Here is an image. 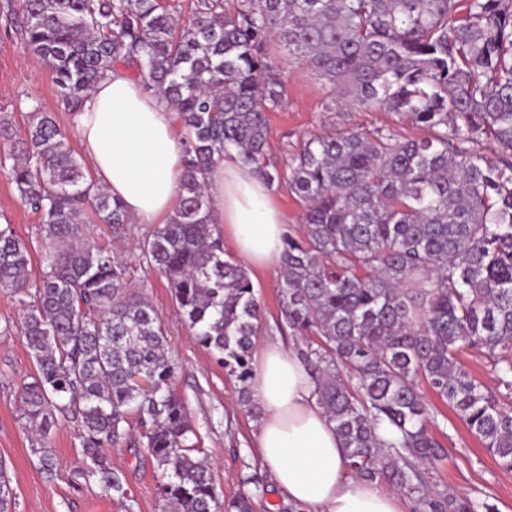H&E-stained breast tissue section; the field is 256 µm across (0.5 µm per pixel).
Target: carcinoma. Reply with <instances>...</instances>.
Returning a JSON list of instances; mask_svg holds the SVG:
<instances>
[{
    "instance_id": "cac0c4a2",
    "label": "carcinoma",
    "mask_w": 512,
    "mask_h": 512,
    "mask_svg": "<svg viewBox=\"0 0 512 512\" xmlns=\"http://www.w3.org/2000/svg\"><path fill=\"white\" fill-rule=\"evenodd\" d=\"M196 0L181 22L160 0H19L11 24L50 69L61 105L79 110L118 65L180 114L185 133L176 212L139 245L183 320L240 386L250 414L252 352L263 317L249 270L230 257L207 185L215 156L235 151L270 186L304 203V235L283 242L279 294L291 334L317 337L298 356L346 453L348 471L388 478L419 512H493L479 499L428 493L419 466L440 459L438 413L417 379L453 409L498 466L512 470V0ZM310 66L325 110L383 109L427 131L331 129L301 142L283 167L267 156V113L284 101L271 45ZM487 141L494 157L478 145ZM0 168L39 215L42 272L31 245L0 224V288L20 296L36 366L22 416L32 452L55 475L49 435L78 425L82 475L125 499L104 452L142 448L173 512H253L224 502L175 389L153 305L131 266L86 238H112L130 216L69 144L52 112L17 134L0 113ZM493 358L492 392L459 355ZM135 424H130V419ZM13 490L0 464V512Z\"/></svg>"
}]
</instances>
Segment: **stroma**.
<instances>
[{
  "mask_svg": "<svg viewBox=\"0 0 512 512\" xmlns=\"http://www.w3.org/2000/svg\"><path fill=\"white\" fill-rule=\"evenodd\" d=\"M275 55L286 72V92L282 109L269 115L268 156L273 163L283 164L302 139L333 127H392L407 137H424L423 129L390 112L357 107L325 111L323 83L310 67L289 61L283 49H276ZM36 110L55 113L59 125L72 135L71 146L79 147L72 115L60 105L49 69L26 48L0 12V113H10L15 128L21 129ZM6 223L21 239L36 242L39 217L22 206L7 174L0 170V224ZM149 230V225L131 224L118 246L134 266V285L161 317L169 354L178 364L176 392L200 433L219 491L228 500L249 496L254 512H297L276 492L270 472L258 458L255 435L260 419L243 410L235 378L195 341L165 279L139 265V243ZM250 275L264 314L257 343L278 342L291 349L302 345L301 337L278 327L283 320L278 297L281 267L254 268ZM20 309L18 296L0 290V462L5 463L11 480L13 512H167L152 461L143 449L124 446L107 451L113 468L125 476L127 500H118L95 481L83 479L79 432L71 422H60L49 436L59 462L56 475L48 478L41 472L21 417L20 393L35 367L19 334ZM419 389L448 415L435 434L444 453L433 468L425 470L427 486L440 494L486 501L497 512H512V471L497 466L463 422L450 414L447 403L430 392L427 383H420Z\"/></svg>",
  "mask_w": 512,
  "mask_h": 512,
  "instance_id": "1",
  "label": "stroma"
}]
</instances>
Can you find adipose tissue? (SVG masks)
Returning a JSON list of instances; mask_svg holds the SVG:
<instances>
[{
  "label": "adipose tissue",
  "mask_w": 512,
  "mask_h": 512,
  "mask_svg": "<svg viewBox=\"0 0 512 512\" xmlns=\"http://www.w3.org/2000/svg\"><path fill=\"white\" fill-rule=\"evenodd\" d=\"M73 121L98 182L122 199L137 223H166L179 196L184 156L172 107L120 68L86 95ZM207 191L213 221L223 225L235 254L254 267L279 265L288 221L266 181L232 153L215 167ZM252 390L262 412L258 457L280 496L300 512H401L398 495L349 475L335 425L294 351L260 345Z\"/></svg>",
  "instance_id": "1"
}]
</instances>
